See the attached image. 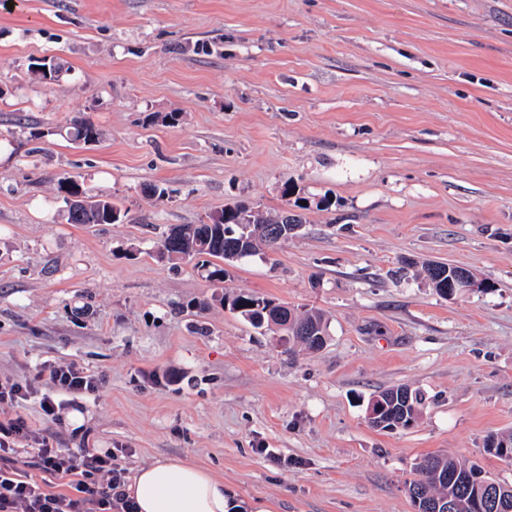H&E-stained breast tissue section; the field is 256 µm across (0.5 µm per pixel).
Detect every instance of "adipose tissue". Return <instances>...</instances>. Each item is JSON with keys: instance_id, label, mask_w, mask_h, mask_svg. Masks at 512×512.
Instances as JSON below:
<instances>
[{"instance_id": "obj_1", "label": "adipose tissue", "mask_w": 512, "mask_h": 512, "mask_svg": "<svg viewBox=\"0 0 512 512\" xmlns=\"http://www.w3.org/2000/svg\"><path fill=\"white\" fill-rule=\"evenodd\" d=\"M139 512H233L224 481L211 470L175 459L140 467L126 487Z\"/></svg>"}]
</instances>
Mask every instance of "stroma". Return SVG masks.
Returning <instances> with one entry per match:
<instances>
[{
    "label": "stroma",
    "instance_id": "obj_1",
    "mask_svg": "<svg viewBox=\"0 0 512 512\" xmlns=\"http://www.w3.org/2000/svg\"><path fill=\"white\" fill-rule=\"evenodd\" d=\"M80 120L99 142L72 141ZM64 176L125 221L67 223ZM239 202L305 223L220 289L158 259ZM428 262L480 286L443 297ZM240 289L320 309L324 348L225 309ZM70 362L103 384L44 419ZM5 378L36 379L18 411L52 446L204 465L246 512H413L440 452L512 485L484 450L512 431V0H0ZM398 385L417 423L372 428Z\"/></svg>",
    "mask_w": 512,
    "mask_h": 512
}]
</instances>
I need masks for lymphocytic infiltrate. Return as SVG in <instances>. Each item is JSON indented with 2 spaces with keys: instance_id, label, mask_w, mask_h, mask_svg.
<instances>
[{
  "instance_id": "obj_1",
  "label": "lymphocytic infiltrate",
  "mask_w": 512,
  "mask_h": 512,
  "mask_svg": "<svg viewBox=\"0 0 512 512\" xmlns=\"http://www.w3.org/2000/svg\"><path fill=\"white\" fill-rule=\"evenodd\" d=\"M49 378L54 392L43 395L40 409L54 421L60 409L55 393L92 394L99 385L96 375L75 363L52 365ZM29 439L37 442L31 473L19 468L16 457L17 442ZM59 478L68 479V490H54ZM126 483V471L112 450L64 454L36 436L23 416L0 420V512H137Z\"/></svg>"
}]
</instances>
